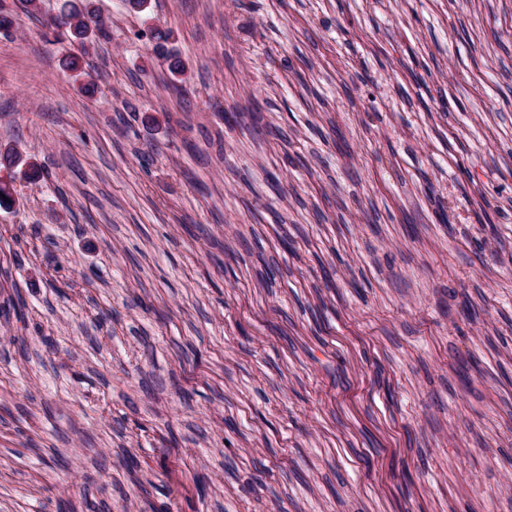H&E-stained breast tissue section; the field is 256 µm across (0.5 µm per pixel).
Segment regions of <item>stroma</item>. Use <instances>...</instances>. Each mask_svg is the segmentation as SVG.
Wrapping results in <instances>:
<instances>
[{"label":"stroma","instance_id":"35a3bbf8","mask_svg":"<svg viewBox=\"0 0 512 512\" xmlns=\"http://www.w3.org/2000/svg\"><path fill=\"white\" fill-rule=\"evenodd\" d=\"M62 2L0 0V512H512V0H93L78 74ZM88 0H66L54 22L56 40L67 39L79 46V55H69L66 68L70 71L81 69V59L89 54L99 38L107 37L108 23L95 14Z\"/></svg>","mask_w":512,"mask_h":512}]
</instances>
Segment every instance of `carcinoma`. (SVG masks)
I'll return each instance as SVG.
<instances>
[{
  "mask_svg": "<svg viewBox=\"0 0 512 512\" xmlns=\"http://www.w3.org/2000/svg\"><path fill=\"white\" fill-rule=\"evenodd\" d=\"M55 39H66L79 46L80 54L70 55L66 68L81 69V57L89 54L99 38L107 37L108 23L92 9L89 0H65L59 16L54 22Z\"/></svg>",
  "mask_w": 512,
  "mask_h": 512,
  "instance_id": "cac0c4a2",
  "label": "carcinoma"
}]
</instances>
